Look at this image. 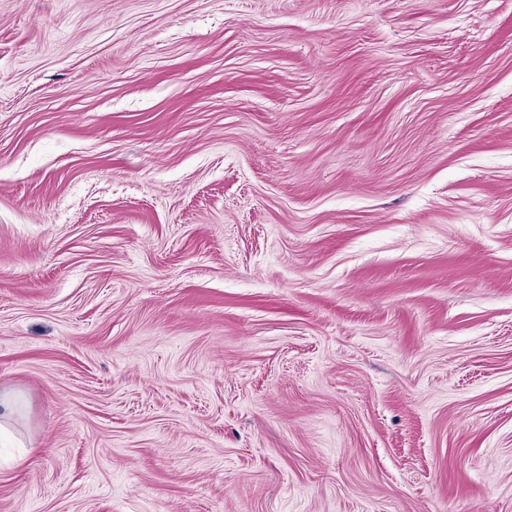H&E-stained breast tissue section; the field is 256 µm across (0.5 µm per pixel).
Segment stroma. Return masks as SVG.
<instances>
[{
  "mask_svg": "<svg viewBox=\"0 0 512 512\" xmlns=\"http://www.w3.org/2000/svg\"><path fill=\"white\" fill-rule=\"evenodd\" d=\"M0 512H512V0H0Z\"/></svg>",
  "mask_w": 512,
  "mask_h": 512,
  "instance_id": "1",
  "label": "stroma"
}]
</instances>
